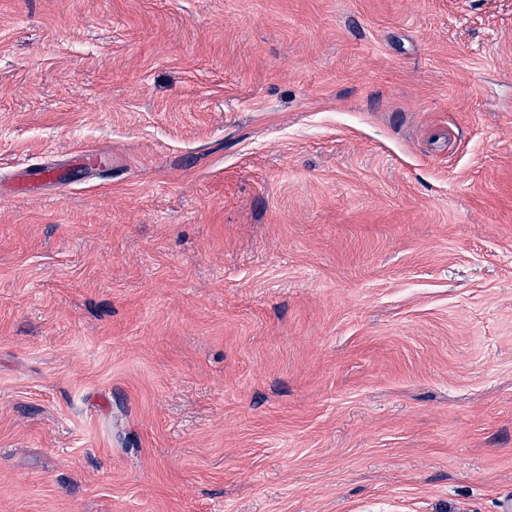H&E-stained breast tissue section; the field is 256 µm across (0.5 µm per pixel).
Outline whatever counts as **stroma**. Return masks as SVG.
<instances>
[{"label":"stroma","mask_w":512,"mask_h":512,"mask_svg":"<svg viewBox=\"0 0 512 512\" xmlns=\"http://www.w3.org/2000/svg\"><path fill=\"white\" fill-rule=\"evenodd\" d=\"M0 512H512V0H0Z\"/></svg>","instance_id":"obj_1"}]
</instances>
